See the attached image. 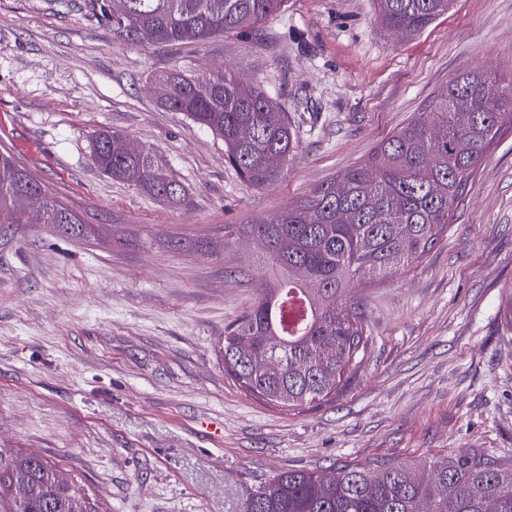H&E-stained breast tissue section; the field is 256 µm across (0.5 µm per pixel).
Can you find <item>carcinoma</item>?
I'll return each mask as SVG.
<instances>
[{
  "mask_svg": "<svg viewBox=\"0 0 512 512\" xmlns=\"http://www.w3.org/2000/svg\"><path fill=\"white\" fill-rule=\"evenodd\" d=\"M380 25L419 34L455 0H375ZM103 4L128 44L203 42L247 30L284 0H119ZM160 104L224 140L225 160L246 183L277 179L297 149L294 128L264 89L229 70L172 68L150 78ZM512 128V78L474 66L380 141L368 159L294 204L224 225V244L256 245L267 269L252 307L224 328L219 353L240 390L285 411L336 398L369 343L354 283L408 271L448 235L465 188L489 148ZM100 129L91 138L103 174L177 204L182 185L151 151ZM63 235L91 227L0 152V224L32 216ZM11 512H97L95 501L36 453L0 448V498ZM240 512H512V460L475 449L417 465L378 461L288 470L250 493Z\"/></svg>",
  "mask_w": 512,
  "mask_h": 512,
  "instance_id": "1",
  "label": "carcinoma"
}]
</instances>
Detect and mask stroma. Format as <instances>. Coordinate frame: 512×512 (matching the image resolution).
Instances as JSON below:
<instances>
[{
	"instance_id": "obj_1",
	"label": "stroma",
	"mask_w": 512,
	"mask_h": 512,
	"mask_svg": "<svg viewBox=\"0 0 512 512\" xmlns=\"http://www.w3.org/2000/svg\"><path fill=\"white\" fill-rule=\"evenodd\" d=\"M478 65L512 73V0H456L417 35L383 29L374 0H284L256 29L147 47L91 0H0V148L93 227L0 237V448L57 464L100 512H238L276 474L335 463L512 458V133L446 240L407 274L355 284L371 342L334 402L276 409L218 354L260 283L225 225L365 161ZM174 67L230 70L288 112L297 149L272 185L244 182L223 140L161 106L147 78ZM103 127L163 160L185 201L101 174Z\"/></svg>"
}]
</instances>
